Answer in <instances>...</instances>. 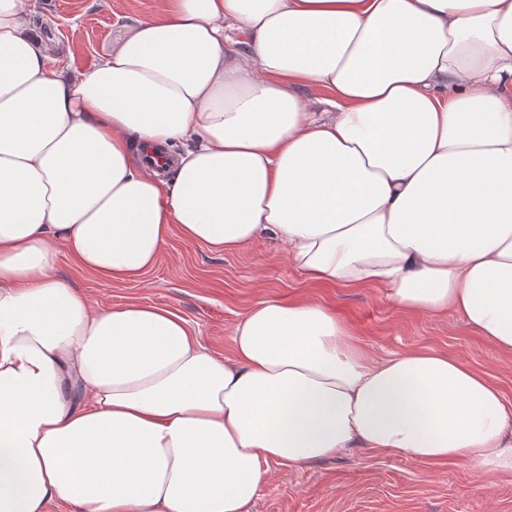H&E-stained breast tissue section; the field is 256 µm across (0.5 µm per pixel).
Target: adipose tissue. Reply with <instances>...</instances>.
I'll use <instances>...</instances> for the list:
<instances>
[{
    "mask_svg": "<svg viewBox=\"0 0 512 512\" xmlns=\"http://www.w3.org/2000/svg\"><path fill=\"white\" fill-rule=\"evenodd\" d=\"M30 11L0 0V512H249L270 465L350 448L512 476V403L446 354L370 357L299 298L227 358L57 272L270 234L512 357V0H157L75 75Z\"/></svg>",
    "mask_w": 512,
    "mask_h": 512,
    "instance_id": "ef3b65f1",
    "label": "adipose tissue"
}]
</instances>
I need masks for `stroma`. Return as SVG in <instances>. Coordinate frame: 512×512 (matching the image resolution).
Here are the masks:
<instances>
[{
    "label": "stroma",
    "mask_w": 512,
    "mask_h": 512,
    "mask_svg": "<svg viewBox=\"0 0 512 512\" xmlns=\"http://www.w3.org/2000/svg\"><path fill=\"white\" fill-rule=\"evenodd\" d=\"M157 0H31L30 19L53 65L79 73L117 46L125 27ZM58 273L93 304L143 303L186 320L208 349L232 355L231 336L264 299L308 298L343 319L372 356L430 348L484 372L512 400V357L502 355L455 312L404 311L378 288L308 282L272 236L218 253L171 235L137 282H104L60 254ZM250 512H512V479L479 468L431 464L366 448L291 469L272 467Z\"/></svg>",
    "instance_id": "35a3bbf8"
}]
</instances>
